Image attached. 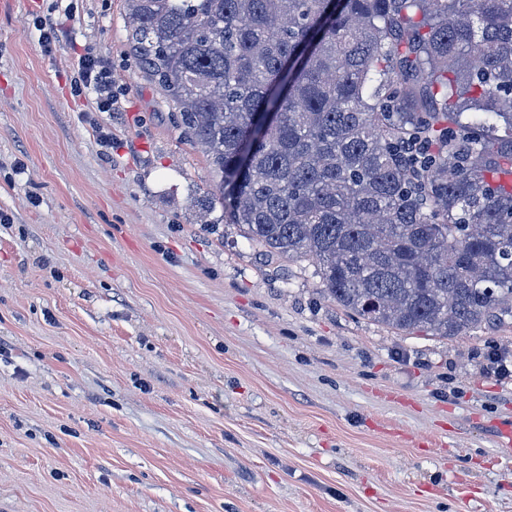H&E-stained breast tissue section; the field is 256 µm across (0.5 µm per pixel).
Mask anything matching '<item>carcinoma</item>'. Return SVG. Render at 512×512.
<instances>
[{"mask_svg":"<svg viewBox=\"0 0 512 512\" xmlns=\"http://www.w3.org/2000/svg\"><path fill=\"white\" fill-rule=\"evenodd\" d=\"M135 66L264 255L404 333L512 318V0H126Z\"/></svg>","mask_w":512,"mask_h":512,"instance_id":"1","label":"carcinoma"}]
</instances>
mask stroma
<instances>
[{"instance_id":"stroma-1","label":"stroma","mask_w":512,"mask_h":512,"mask_svg":"<svg viewBox=\"0 0 512 512\" xmlns=\"http://www.w3.org/2000/svg\"><path fill=\"white\" fill-rule=\"evenodd\" d=\"M50 5L0 0V512H512V324L400 333L201 223L125 0L52 48ZM88 48L113 111L71 92Z\"/></svg>"}]
</instances>
